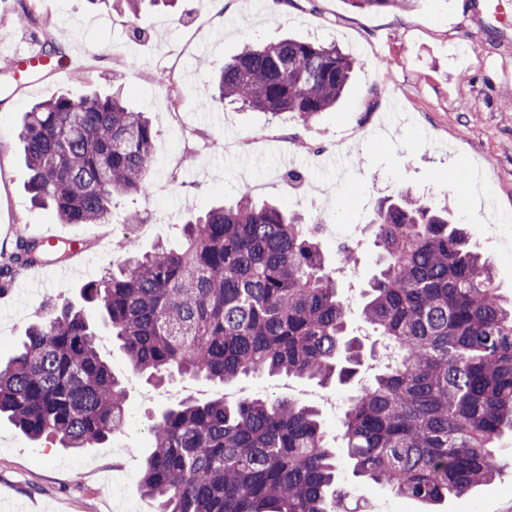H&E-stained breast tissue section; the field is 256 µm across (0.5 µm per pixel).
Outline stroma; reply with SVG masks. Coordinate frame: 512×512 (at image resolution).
Segmentation results:
<instances>
[{
  "mask_svg": "<svg viewBox=\"0 0 512 512\" xmlns=\"http://www.w3.org/2000/svg\"><path fill=\"white\" fill-rule=\"evenodd\" d=\"M235 3L217 12L209 0H177L133 18L89 0H0V246L10 247L21 233L86 245L47 288L27 272L0 297V358L13 354L45 302L80 303L82 286L111 265L119 241L135 237L151 248L170 239L173 218L247 191L308 223L324 222L318 237L331 258L337 238L365 230L380 198L409 186L467 225L502 295H512V224L491 223L493 212L512 213V110L500 105L512 96V0H417L409 10H357L346 0H295L283 9L271 0ZM286 36L333 43L356 58L336 110L305 126L221 104L200 108L225 59L245 43ZM35 40L62 47L69 74H56L49 63L21 66L16 48ZM116 85L156 131L153 189L117 199L111 223H61L31 201L18 126L33 103L63 92L108 93ZM185 125L208 136L210 148L184 149ZM261 131L279 138L265 137L251 153L225 151V141ZM287 169L302 173L307 199L285 193ZM98 332L113 372L128 384L127 425L102 446L71 450L29 439L0 419V512H148L150 500L136 491L112 494V479L140 471L151 452L149 418L182 399L192 382L178 375L160 385L146 381L132 372L109 328L99 325ZM372 374L364 367L356 381L329 388L268 375L226 387L194 383L204 400L225 390L295 398L315 406L336 432L343 403ZM497 459L492 481L433 512H512L511 434L501 437ZM359 499L367 512H432L385 486L354 491L347 507Z\"/></svg>",
  "mask_w": 512,
  "mask_h": 512,
  "instance_id": "1",
  "label": "stroma"
}]
</instances>
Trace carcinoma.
Wrapping results in <instances>:
<instances>
[{"label": "carcinoma", "mask_w": 512, "mask_h": 512, "mask_svg": "<svg viewBox=\"0 0 512 512\" xmlns=\"http://www.w3.org/2000/svg\"><path fill=\"white\" fill-rule=\"evenodd\" d=\"M133 16L143 4L103 0ZM358 10L413 0H346ZM355 60L332 44H245L216 81L215 101L304 125L339 103ZM156 132L119 92L60 94L25 112L18 134L28 189L64 224H109L114 199L145 192ZM176 242L121 246L82 299L120 342L131 369L156 382L176 372L221 384L242 375L350 382L364 343L351 335L338 274L359 243L331 262L310 226L244 193L179 221ZM378 272L361 289L362 318L393 350L348 399L343 441L352 475L435 504L490 481L494 448L512 428V299L495 285L448 210L405 186L368 224ZM79 243L19 236L0 257V288L34 264L65 262ZM127 390L101 353L84 310L52 304L0 363V415L33 440L104 444L124 427ZM153 450L137 479L155 512H339L341 462L320 414L283 398H188L150 420Z\"/></svg>", "instance_id": "1"}]
</instances>
